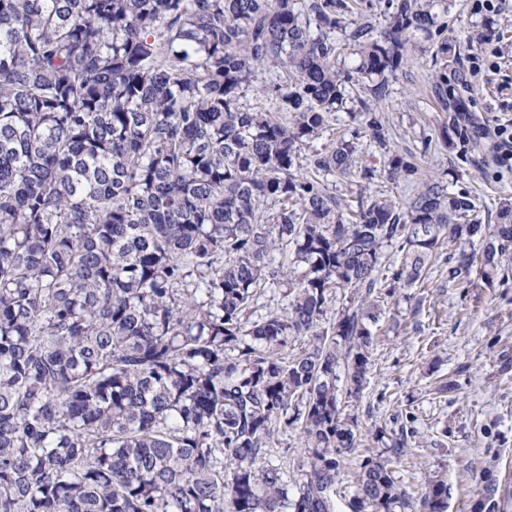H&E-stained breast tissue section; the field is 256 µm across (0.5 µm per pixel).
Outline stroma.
<instances>
[{
    "label": "stroma",
    "mask_w": 512,
    "mask_h": 512,
    "mask_svg": "<svg viewBox=\"0 0 512 512\" xmlns=\"http://www.w3.org/2000/svg\"><path fill=\"white\" fill-rule=\"evenodd\" d=\"M448 3V38L456 46L448 86L481 126L479 148L442 140L448 113L433 88L440 63L426 50L410 55L386 99L374 103L388 146L364 144L360 162L381 170L390 154L415 156L422 179L455 180L477 196L483 223L493 224L501 201L512 198V170L495 164L492 138L497 126L512 124V0L496 15L474 12L473 0ZM477 25L489 28L501 59L470 79L461 61L472 52L469 35ZM382 309L372 328L376 345L364 397L345 405L359 416L358 452L378 451L376 424L396 429L414 417L424 445L399 465L403 483L417 487L429 473L444 472L451 487L447 512H474L481 468H491L500 488L512 490V280L489 286L476 276L469 287H452L442 259L416 287L396 289ZM449 376L458 389L439 396L435 389Z\"/></svg>",
    "instance_id": "stroma-1"
}]
</instances>
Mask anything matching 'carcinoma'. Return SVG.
I'll return each instance as SVG.
<instances>
[{
    "instance_id": "carcinoma-1",
    "label": "carcinoma",
    "mask_w": 512,
    "mask_h": 512,
    "mask_svg": "<svg viewBox=\"0 0 512 512\" xmlns=\"http://www.w3.org/2000/svg\"><path fill=\"white\" fill-rule=\"evenodd\" d=\"M377 6L379 31L353 0H0V512H335L381 294L445 248L455 286L512 261L507 198L491 225L438 180L406 201L330 188L414 180L403 155L358 167L361 133L387 149L363 100L361 131L314 141L347 84L385 99L419 37L452 51L447 0ZM434 88L469 140L446 67ZM272 286L287 311L257 319ZM373 438L350 512H447L444 473L415 490L394 470L418 432ZM478 483L477 512H498L496 479ZM392 190V185L382 179H375L374 182L362 181L358 175L352 182H337L336 188L333 186V192L341 199H350L355 197L356 194L362 192L365 196L379 197ZM281 444L279 445L281 449L280 456L278 457L279 461H276V464H284L283 467H286L288 470L287 480L288 487L290 489L293 487L294 478L297 477V469L296 462L299 457L300 447L298 436L294 433H288L279 437Z\"/></svg>"
}]
</instances>
